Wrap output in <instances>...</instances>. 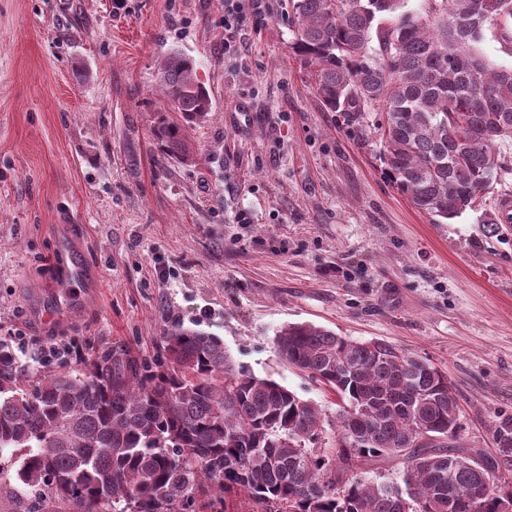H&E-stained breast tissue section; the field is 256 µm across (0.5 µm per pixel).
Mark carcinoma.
<instances>
[{"label": "carcinoma", "mask_w": 512, "mask_h": 512, "mask_svg": "<svg viewBox=\"0 0 512 512\" xmlns=\"http://www.w3.org/2000/svg\"><path fill=\"white\" fill-rule=\"evenodd\" d=\"M288 0L291 53L315 94L347 127L372 126L396 190L444 220L498 182L512 142V68L476 48L512 0ZM166 106L154 134L186 161L187 128L211 112L195 63L164 59ZM165 360L104 351L79 367L22 363L0 342V475L23 512H184L199 496L239 498L251 512H450L481 474L512 477V417L495 423L496 454L478 461L447 442L459 402L444 373L380 341L289 323L274 345L288 365L331 388L335 420L275 381L232 363L221 338L180 323L164 330ZM405 463L390 493L361 476L383 457ZM474 512H500L493 486Z\"/></svg>", "instance_id": "carcinoma-1"}]
</instances>
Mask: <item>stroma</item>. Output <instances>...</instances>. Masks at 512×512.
I'll list each match as a JSON object with an SVG mask.
<instances>
[{"label": "stroma", "mask_w": 512, "mask_h": 512, "mask_svg": "<svg viewBox=\"0 0 512 512\" xmlns=\"http://www.w3.org/2000/svg\"><path fill=\"white\" fill-rule=\"evenodd\" d=\"M240 9L228 47L224 0H0V340L36 366L104 349L153 361L179 320L332 420L336 394L273 343L313 323L428 358L457 393L458 454H494L512 416V228L488 221L512 194V144L499 184L438 222L387 179L377 133L320 104L289 49L288 0ZM477 48L512 67V20ZM174 52L212 103L185 163L152 133ZM73 243L89 284L44 321Z\"/></svg>", "instance_id": "stroma-1"}]
</instances>
